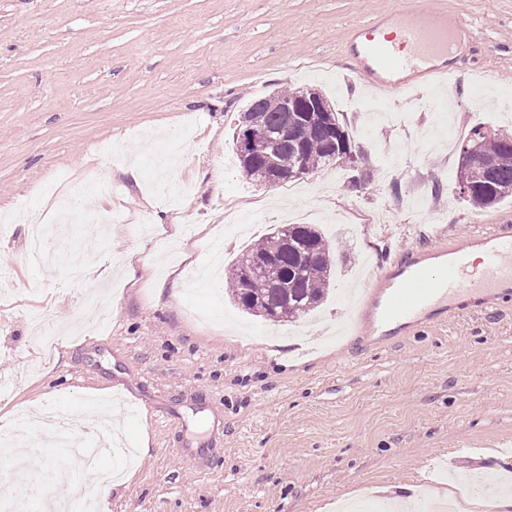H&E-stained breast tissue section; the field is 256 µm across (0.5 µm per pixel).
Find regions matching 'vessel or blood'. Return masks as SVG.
Returning <instances> with one entry per match:
<instances>
[{
    "instance_id": "vessel-or-blood-1",
    "label": "vessel or blood",
    "mask_w": 512,
    "mask_h": 512,
    "mask_svg": "<svg viewBox=\"0 0 512 512\" xmlns=\"http://www.w3.org/2000/svg\"><path fill=\"white\" fill-rule=\"evenodd\" d=\"M467 30L463 22L433 19L417 9L365 24L353 35L351 75L392 97L403 96L414 82L441 75L449 91L458 92L454 69L435 58L448 54L454 33ZM475 250L484 253L485 265L472 262ZM511 301L512 225L499 224L450 247L407 254L377 273L356 330L369 345L383 347L415 326Z\"/></svg>"
}]
</instances>
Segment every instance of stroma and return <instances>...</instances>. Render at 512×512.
Returning a JSON list of instances; mask_svg holds the SVG:
<instances>
[{
    "label": "stroma",
    "mask_w": 512,
    "mask_h": 512,
    "mask_svg": "<svg viewBox=\"0 0 512 512\" xmlns=\"http://www.w3.org/2000/svg\"><path fill=\"white\" fill-rule=\"evenodd\" d=\"M477 32L449 61L461 85L449 135L417 91L377 120L350 82L349 41L409 0H0V429L46 404L65 419L123 401L136 462L118 451L108 512H388L387 487L451 492L449 472L512 476V308L461 313L393 347L348 335L356 295L384 266L448 247L475 220L512 225V199L475 210L459 193L456 146L475 125L512 132V0H418ZM494 81H487L486 72ZM319 89L346 128L355 170L330 165L265 186L232 145L249 99ZM135 142L139 181L102 148ZM115 187L104 212L130 225L62 220L68 249L27 259L32 214L84 169ZM190 184L185 206L167 184ZM336 244L334 289L318 311L276 327L237 309L224 270L283 219ZM146 271L125 280V258ZM112 259V278L71 266ZM169 282L158 295L159 281ZM102 289L107 323L46 355L31 311L78 319Z\"/></svg>",
    "instance_id": "stroma-1"
}]
</instances>
